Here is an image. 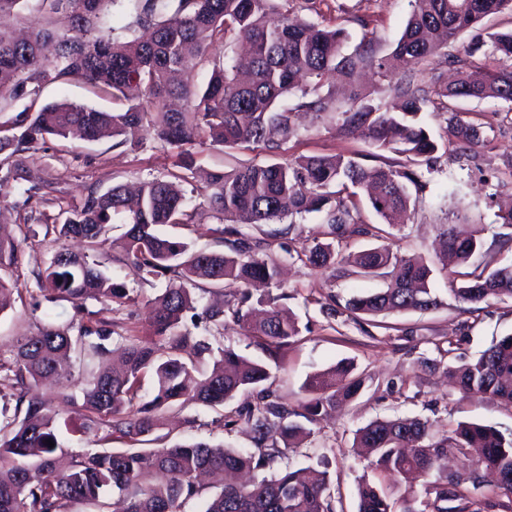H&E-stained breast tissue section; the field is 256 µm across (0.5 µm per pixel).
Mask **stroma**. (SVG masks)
<instances>
[{
  "instance_id": "35a3bbf8",
  "label": "stroma",
  "mask_w": 512,
  "mask_h": 512,
  "mask_svg": "<svg viewBox=\"0 0 512 512\" xmlns=\"http://www.w3.org/2000/svg\"><path fill=\"white\" fill-rule=\"evenodd\" d=\"M288 9L302 19L330 28L344 29L349 39L346 51H353L365 29H374L380 54H387L400 36L411 12L409 0H318L315 9H307L305 0H290ZM512 30V14L501 13L486 18L477 28L460 35L449 47V54L465 57L466 72L481 75L499 65L497 57L482 42L488 33ZM400 71L377 74L373 67L359 68L348 80L328 76L323 92L332 94L337 104L353 99L372 104H387L391 98L387 86L395 84ZM43 102L74 101L106 110L119 109V102L97 92L81 80L46 84ZM463 119L478 127L485 144L477 151L459 155L448 151L436 170L427 174L425 192L413 195L408 216L393 240L398 253L432 258L444 224L454 213L464 212L473 228L479 229L484 243L481 254L471 266H503L512 263V226L502 224L497 213L512 204V109L507 104L487 100L459 101L455 112H426L424 121L430 135L450 144L454 138V119ZM296 134L278 151L264 147L224 150L203 143L194 148L197 173L189 204L196 208L194 224L165 227L166 235L191 242L208 251L223 250L217 234L222 220L210 211L200 187L207 172L218 168L232 170L246 163L269 164L299 156H362L371 153L366 138L346 137L335 115H316L295 111ZM137 149L113 146L111 141L82 142L51 138L38 144L25 164V177L9 189V209L0 219L10 227L29 229L17 262L6 275L18 289L12 307L0 314V358L9 359L10 348L19 336L35 332L38 325H63L70 321V303L43 301L34 277L45 268L59 244L47 226L60 211L79 203L89 188L106 192L117 184H135L163 175L174 168L175 155L162 148L146 132H139ZM59 182L61 192L49 202L25 203L24 191L29 181ZM458 181L461 191L448 196L449 181ZM324 228L316 214L297 218L289 234L283 235L275 224H253L247 232L256 238L273 239L271 254L286 270L284 290L289 298L284 305L293 311L302 332L295 342L283 346L270 362L273 388L281 401L295 408L309 394L304 384L312 374L341 361L353 362L355 373L364 387L353 399L343 403L329 417L313 424L307 440L288 451L272 467L273 473L286 469L313 467L328 470L334 512H358L359 483L377 481V473L355 446V433L379 418L416 417L433 423L437 430L473 422L512 433V402L490 400L461 391L442 368L458 366L477 357L502 336L512 334V301L472 307L455 301L446 273L435 274L433 287L442 304L431 311L393 313L354 322L347 316L326 317L319 303L327 295L345 298L356 293L384 287L379 278L336 277L331 270L315 269L299 256L322 235ZM108 272L124 284L129 301L112 308L88 302L89 310L112 321L116 332L124 336L144 337L150 333V301L161 293V286H150L130 263L113 262ZM195 335L206 336L212 346H230L241 354L258 357L262 351L250 344L245 330L233 319L211 329L204 311L210 296L196 295ZM430 367H422V360ZM236 402L210 409L188 407L164 409L162 426L151 439V447L177 442L206 441L229 448H249L251 435L234 422Z\"/></svg>"
}]
</instances>
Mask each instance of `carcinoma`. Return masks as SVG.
<instances>
[{"mask_svg": "<svg viewBox=\"0 0 512 512\" xmlns=\"http://www.w3.org/2000/svg\"><path fill=\"white\" fill-rule=\"evenodd\" d=\"M116 0H0V14L21 19L35 15L43 24L24 38L0 29V111L23 103L0 127V203L4 189L22 178L27 155L48 138L77 133L85 141L110 138L114 146H139L136 133L147 130L164 146L176 150L179 173L146 180L136 196L116 185L101 194L90 189L81 203L54 225L55 241L80 237L86 251L58 250L38 282H47L45 300L74 305L81 317L91 315L85 303L108 307L129 299L124 285L102 270L99 252L107 243V226L118 216L128 229L116 243L124 259L135 264L143 280L164 278L166 287L156 298L151 326L143 339L114 336L103 320L65 326L43 324L17 339L10 361H0V512H62L76 500L112 498V512H182L187 500H203V512H333L327 472L310 467L258 477L256 471L296 447L337 403L354 398L364 380L353 367L339 364L310 376V394L300 408H290L265 386L268 365L249 359L231 347L213 350L186 325L195 310L187 285L228 288L220 306L205 311L206 320L224 325L231 316L243 323L247 335L274 356L301 334L292 312L277 304L280 297L256 300L248 286L256 281L280 287L279 267L268 256L272 242L254 240L242 227L270 224L286 217L320 214L330 241H316L305 252L313 268L334 267L337 274L383 277L387 287L353 295L345 304L333 295L321 311H338L359 321L394 312H424L442 304L431 288L434 263L420 256L394 252L391 229L410 204L409 187L420 193L426 183L418 168L436 161L438 143L420 114L435 101L492 98L512 111V31L488 34L490 52L502 60L482 82L461 76L448 86L435 73L448 43L474 29L490 15L512 12V0H414L413 10L392 51L379 56L374 36L356 49L343 52L348 36L288 13L281 0H131L135 23L145 34L120 40L110 23ZM67 13L71 29L58 33L54 16ZM280 16L270 25V14ZM229 34L248 44L250 60L244 68L213 63L208 82L199 85L186 72V53L207 61L215 37ZM408 59L432 71L426 83L406 75L389 88L402 101L389 112L379 105L352 103L343 110L332 95L320 93L330 73L349 77L360 66L375 67L381 75L395 62ZM83 80L125 101L119 112L75 102L41 103L45 84ZM300 92L297 110L316 114L337 112L343 130L362 133L375 148L407 158L408 164L367 167L353 156L301 157L266 165L240 166L207 174L204 192L208 205L224 220L215 229L227 250L203 251L167 236L159 227L195 222L187 210L185 185L195 174L192 149L207 138L223 148L263 145L275 149L295 136L292 109L278 111L277 100ZM459 148L471 150L483 143L479 128L461 119L452 127ZM364 192L380 223L361 221L356 197ZM368 236L382 244L336 259L334 242ZM445 249L438 261L468 262L483 249L482 239L458 235L455 226L443 231ZM20 242L0 232V272L17 260ZM463 304L512 300V264L464 274L453 289ZM82 364L83 414L62 419L77 404L72 395L53 407L28 395L44 378L70 382L74 378L71 354ZM459 388L491 400L512 402V336H505L474 360L449 368ZM154 380L152 399L137 402L142 379ZM246 396L236 410V423L252 437L254 450L229 449L206 442L180 443L166 448L102 450L72 457L68 467H57L62 449L60 427L89 437L106 425L113 433L131 438L153 434L160 425L158 412L170 406L185 409L216 408ZM16 398L14 414L8 402ZM54 442L49 447L47 441ZM356 446L364 449L381 476L401 477L405 492L424 479L417 511L488 512L495 497L512 496V437L491 426L460 422L442 433L419 418L377 419L359 429ZM450 455L469 461L467 472L442 473ZM495 469L502 480L490 493L472 495L483 485L482 471ZM250 474L244 483H226L215 493L197 483L201 473L227 471ZM358 512H396V501L383 487L363 482L358 488Z\"/></svg>", "mask_w": 512, "mask_h": 512, "instance_id": "cac0c4a2", "label": "carcinoma"}]
</instances>
